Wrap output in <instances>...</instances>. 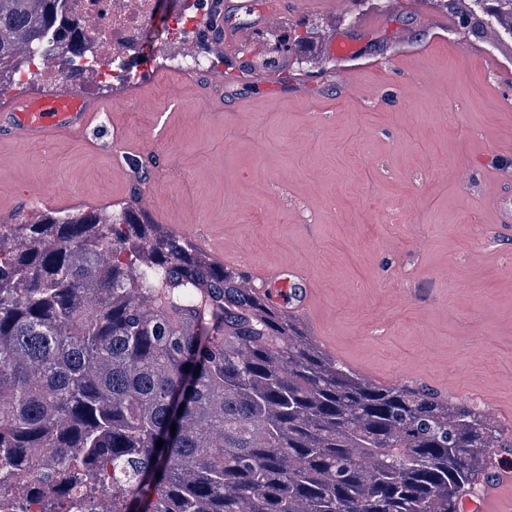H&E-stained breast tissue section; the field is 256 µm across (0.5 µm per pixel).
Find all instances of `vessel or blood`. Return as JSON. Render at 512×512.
<instances>
[{
	"label": "vessel or blood",
	"mask_w": 512,
	"mask_h": 512,
	"mask_svg": "<svg viewBox=\"0 0 512 512\" xmlns=\"http://www.w3.org/2000/svg\"><path fill=\"white\" fill-rule=\"evenodd\" d=\"M345 0H274L271 8L257 11L254 22L247 27L228 26L223 15H216L209 32L225 54L242 71L252 66L256 46L255 31L271 27L283 16L303 10L333 11L342 8ZM99 105L94 101H83L64 94H51L41 98L17 99L9 111L0 113V133L21 142H36L50 131L58 129L80 130L86 128L94 118ZM489 205L496 223L512 226V197L501 181H493ZM252 278L269 291L275 305L292 316L307 312L311 308L312 293H297L296 272L276 264L254 266ZM512 484V475L503 474L490 484L484 485L475 499L478 512H505L499 505L503 487Z\"/></svg>",
	"instance_id": "1"
}]
</instances>
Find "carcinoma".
I'll return each instance as SVG.
<instances>
[{
	"instance_id": "cac0c4a2",
	"label": "carcinoma",
	"mask_w": 512,
	"mask_h": 512,
	"mask_svg": "<svg viewBox=\"0 0 512 512\" xmlns=\"http://www.w3.org/2000/svg\"><path fill=\"white\" fill-rule=\"evenodd\" d=\"M436 5L512 43V0ZM22 48L70 80L93 54L67 0H0V94ZM4 240L5 510L110 488V512H135L134 492L145 512H459L487 449L512 447V423L329 359L268 293L131 206L0 224Z\"/></svg>"
}]
</instances>
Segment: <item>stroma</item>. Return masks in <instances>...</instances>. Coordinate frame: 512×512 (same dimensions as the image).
<instances>
[{
  "mask_svg": "<svg viewBox=\"0 0 512 512\" xmlns=\"http://www.w3.org/2000/svg\"><path fill=\"white\" fill-rule=\"evenodd\" d=\"M291 29L310 36L297 55L240 75L225 62L222 92L202 89L214 54L194 35L192 53L138 60L140 82L96 83L89 131L0 137V216L109 214L140 188L149 222L193 225L204 255L306 278L316 303L298 321L333 360L512 422V231L486 202L487 177L512 181V52L430 0H360L282 18L258 59ZM339 35L355 58L330 54ZM347 67L359 84L345 98ZM151 157L183 180L136 185Z\"/></svg>",
  "mask_w": 512,
  "mask_h": 512,
  "instance_id": "1",
  "label": "stroma"
}]
</instances>
